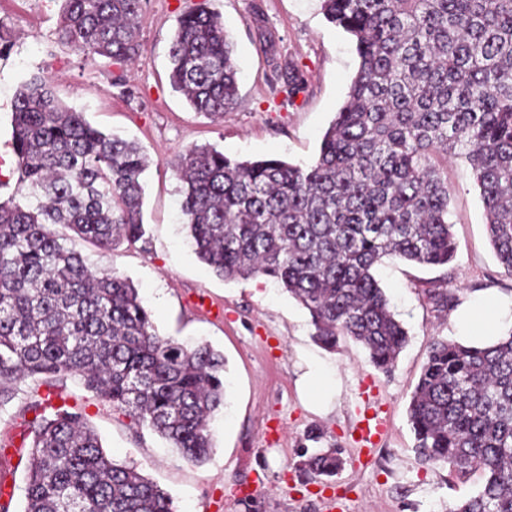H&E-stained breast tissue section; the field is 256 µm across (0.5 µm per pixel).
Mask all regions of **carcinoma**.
<instances>
[{"instance_id":"cac0c4a2","label":"carcinoma","mask_w":512,"mask_h":512,"mask_svg":"<svg viewBox=\"0 0 512 512\" xmlns=\"http://www.w3.org/2000/svg\"><path fill=\"white\" fill-rule=\"evenodd\" d=\"M321 9L355 39L360 63L316 159L242 160L195 145L173 171L202 263L225 280H274L308 312L316 342L334 350L350 338L388 374L408 332L374 269L386 257L453 260L448 160L470 165L495 257L512 276V0H321ZM141 13L142 0H63L59 38L113 64L136 61ZM232 52L218 16L183 13L172 87L196 111L224 116L238 97ZM12 109L19 197L0 202V407L18 382L46 388L23 420L22 512H176L167 491L106 452L58 386L78 377L188 462L212 451L224 354L159 335L133 281L92 270L75 248L76 238L101 250L147 244L149 160L62 105L39 76ZM425 293L439 313L455 306L447 289ZM407 416L423 464L485 476L448 512H512V331L489 347L434 338ZM341 467L336 448L301 455L314 480Z\"/></svg>"}]
</instances>
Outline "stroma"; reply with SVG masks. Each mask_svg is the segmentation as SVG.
I'll list each match as a JSON object with an SVG mask.
<instances>
[{"label":"stroma","instance_id":"obj_1","mask_svg":"<svg viewBox=\"0 0 512 512\" xmlns=\"http://www.w3.org/2000/svg\"><path fill=\"white\" fill-rule=\"evenodd\" d=\"M193 3L143 0L141 57L131 67L86 59L60 42L61 0H0V27L11 35L0 54V200L18 187L12 100L32 76H44L62 104L100 130L136 142L150 161L143 175L149 244L103 251L82 242V255L94 268L134 282L159 335L208 343L225 360L224 407L211 424L212 451L200 464L186 462L165 439L72 377L64 381L67 400L85 409L108 453L136 463L171 495L176 512H322L330 497L342 512H446L476 495L484 476L423 465L414 452L410 395L433 337L457 338L451 317L437 316L425 290L441 285L462 305L486 292L512 294V276L497 263L487 236L471 168L462 158L448 165L453 261L429 267L387 260L375 269L408 332L392 373L376 370L353 341L333 351L321 347L307 311L276 283L227 281L197 259L171 164L188 147L205 144L241 159L312 162L358 69L355 42L325 19L321 0H205L224 22L238 68L237 103L215 122L196 112L169 78V45ZM291 66L305 80L293 95L284 82ZM311 362L335 394L325 410L300 387ZM37 389L30 379L17 383L13 400L0 407V480L14 493V512L24 505L27 465L18 452L19 423ZM368 402L388 419L385 437L369 452L352 438ZM313 431L320 441L309 440ZM319 447L340 449L343 466L314 482L297 463L303 449Z\"/></svg>","mask_w":512,"mask_h":512}]
</instances>
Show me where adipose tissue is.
Instances as JSON below:
<instances>
[{
  "mask_svg": "<svg viewBox=\"0 0 512 512\" xmlns=\"http://www.w3.org/2000/svg\"><path fill=\"white\" fill-rule=\"evenodd\" d=\"M463 342L488 346L512 329V296L490 292L455 312Z\"/></svg>",
  "mask_w": 512,
  "mask_h": 512,
  "instance_id": "adipose-tissue-1",
  "label": "adipose tissue"
}]
</instances>
